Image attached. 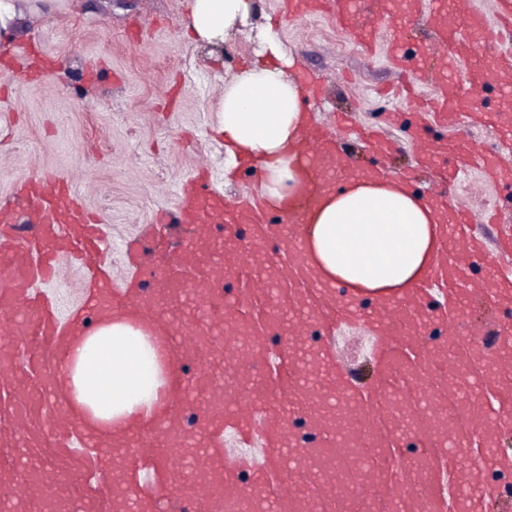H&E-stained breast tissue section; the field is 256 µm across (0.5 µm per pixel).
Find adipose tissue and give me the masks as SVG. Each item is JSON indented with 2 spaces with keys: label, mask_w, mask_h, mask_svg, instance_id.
<instances>
[{
  "label": "adipose tissue",
  "mask_w": 512,
  "mask_h": 512,
  "mask_svg": "<svg viewBox=\"0 0 512 512\" xmlns=\"http://www.w3.org/2000/svg\"><path fill=\"white\" fill-rule=\"evenodd\" d=\"M68 0H0V32L23 18H60ZM249 0H192L186 27L196 41L222 43L249 17ZM258 59L224 91L220 130L233 158L258 160L262 190L278 204L304 196L311 180L301 157L310 117L291 64L272 26L258 33ZM443 212L400 179L350 177L318 193L301 226L317 275L352 295L390 298L418 287L433 271ZM73 406L104 435L127 432L159 409L175 383V361L145 320L119 311L81 331L63 361Z\"/></svg>",
  "instance_id": "1"
}]
</instances>
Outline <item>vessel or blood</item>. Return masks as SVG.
Masks as SVG:
<instances>
[{"instance_id":"1","label":"vessel or blood","mask_w":512,"mask_h":512,"mask_svg":"<svg viewBox=\"0 0 512 512\" xmlns=\"http://www.w3.org/2000/svg\"><path fill=\"white\" fill-rule=\"evenodd\" d=\"M488 31L487 18L478 12L466 15L460 27L446 40L449 64H456L477 48ZM478 89L476 82L453 88L439 85L429 100V109L443 123L468 119L464 104ZM501 152H477L470 159L495 184L512 185V167L501 160L512 152V125L503 128ZM20 205L43 224L41 240L20 241L0 231V269L8 284L0 289V512H42L45 479L34 458L48 442L69 446L81 436L86 446L112 452V512H173L167 483L146 490L140 485L132 460L160 465L171 460L174 449L196 447L193 484L200 490L209 512H263L254 493L268 487L271 473H282L275 490L272 512H353L352 486L328 480V473L364 458L365 482L380 495L391 512H443L437 492L442 464H459V480L466 512H512V497L499 493L485 475L512 470V454L502 450L505 433L512 431V322L498 321V340L492 353L480 344L459 350L450 333H437L448 312L425 305V289L389 299L372 300L369 307L336 300L334 284L323 282L308 264L299 224L268 232L254 210L228 207L223 198L209 192L195 178L187 179L181 191L177 216L158 214L156 223L178 221L201 228L200 243L185 247L176 256L178 274H161L159 290L126 288L137 316L153 322L166 336L179 359L200 357L219 349L230 363L248 358L244 370L225 380L203 372L190 383L178 384L173 403L165 415L127 437L107 438L78 419L65 407L64 379L60 364L74 339L73 325L60 320L54 307L32 292L35 281L56 277L59 259L68 255L82 263L91 277L96 297L83 304L95 318L112 310V277L102 262L106 242L86 210L52 173L29 182ZM450 221L443 224L442 251L435 270V286L455 305H463V285L475 260L489 249L512 255V227L488 247L485 238L463 235L470 216L462 207H450ZM247 224L251 241L244 251L225 247L211 239L215 224ZM263 275L262 284L249 285L233 298H225L222 284L241 264ZM292 282L281 293V282ZM197 295L203 317L193 330L175 326L162 308L182 303L186 294ZM339 323L363 326L374 340L378 365L372 398L337 366L328 348L299 352L289 346L279 371L278 390L270 392L262 373L266 366L264 345L285 325L301 330ZM434 329L429 344H422L427 329ZM27 347L28 372L18 363L20 347ZM481 362L482 372L459 382L470 394L489 391L501 403L498 408L467 407L465 413L485 453L473 465L459 453L467 437L456 425L438 426L448 413V366ZM402 376L406 395L418 414L417 438L426 448L399 453L406 427L405 416L392 406V392L384 385L390 375ZM200 400L205 414L195 430L182 424V406ZM301 410L315 441L306 447L293 424L292 413ZM231 429L242 441L261 437L263 463L247 456L225 455L221 434ZM402 455L399 478H392L389 459ZM55 512H99L96 497L74 499L69 489L58 488Z\"/></svg>"}]
</instances>
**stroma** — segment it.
Listing matches in <instances>:
<instances>
[{"label": "stroma", "mask_w": 512, "mask_h": 512, "mask_svg": "<svg viewBox=\"0 0 512 512\" xmlns=\"http://www.w3.org/2000/svg\"><path fill=\"white\" fill-rule=\"evenodd\" d=\"M189 2L74 0L68 17L33 20L0 37V206L15 204L23 185L44 173L66 178L102 227L118 288L127 276L121 246L128 240L144 255V287H154L152 271L169 240L182 231L150 219L177 209L179 187L198 167L209 168V187L225 201L258 209L264 223L283 224L279 211L261 207L260 166H236L218 131L224 87L246 69L258 48V31L270 25L293 61L289 78L297 82L307 75L318 86L317 93H305V106L331 141L335 168L378 170L409 181L427 202H462L477 215L495 207L512 224V188L494 185L478 170H470L455 188L433 174L412 178L435 141H448L452 164L469 151L500 146L492 127L447 126L415 101L388 94L399 81V68L419 62L432 69L440 63L437 23L425 0H359L346 24L333 13L292 17L288 0H252L247 24L218 48L186 36ZM380 10L388 13L386 29L364 47L351 30L370 27ZM339 111L378 129L396 143L397 153H365L354 132L336 129L333 115ZM35 291L52 299L61 320H68L80 311L84 272L64 264L60 281L37 284ZM509 318L512 307L492 297L467 313L448 312L464 348L477 340L493 349L495 320ZM304 341L327 346L361 389L373 383L372 340L361 326L329 332L310 327ZM70 452L86 458L87 468L68 475L54 462L57 449H46L48 490L66 485L74 496L106 501L108 482L95 465L98 449L76 443Z\"/></svg>", "instance_id": "obj_1"}]
</instances>
